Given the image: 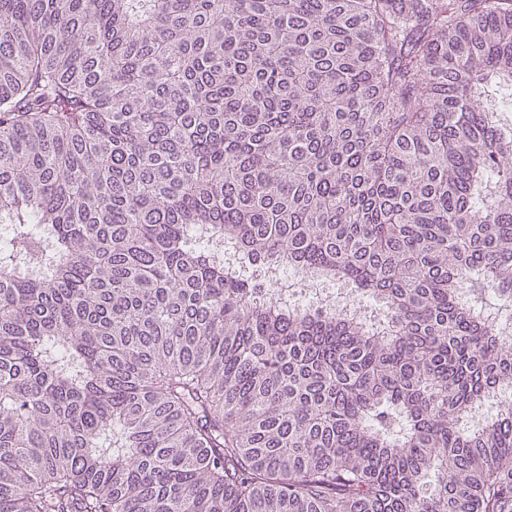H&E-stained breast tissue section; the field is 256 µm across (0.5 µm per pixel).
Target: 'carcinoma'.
<instances>
[{
	"mask_svg": "<svg viewBox=\"0 0 512 512\" xmlns=\"http://www.w3.org/2000/svg\"><path fill=\"white\" fill-rule=\"evenodd\" d=\"M0 224V512H512V0H0ZM268 281L274 300L280 304H297L294 301L301 293V288H293V284L274 269L269 270Z\"/></svg>",
	"mask_w": 512,
	"mask_h": 512,
	"instance_id": "1",
	"label": "carcinoma"
}]
</instances>
